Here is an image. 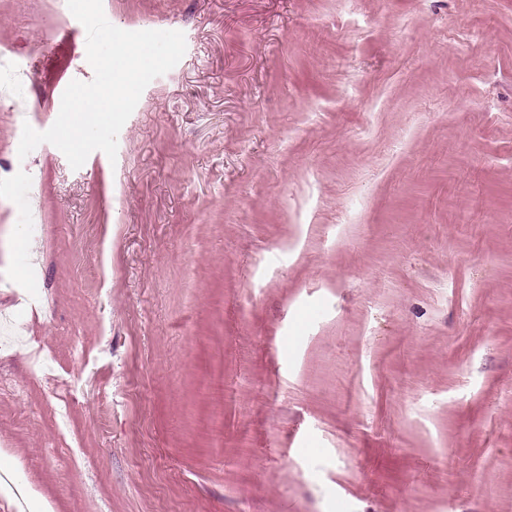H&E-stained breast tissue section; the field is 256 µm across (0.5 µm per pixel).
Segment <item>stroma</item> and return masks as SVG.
Listing matches in <instances>:
<instances>
[{
  "instance_id": "1",
  "label": "stroma",
  "mask_w": 512,
  "mask_h": 512,
  "mask_svg": "<svg viewBox=\"0 0 512 512\" xmlns=\"http://www.w3.org/2000/svg\"><path fill=\"white\" fill-rule=\"evenodd\" d=\"M102 3L186 52L75 170L0 0V512H512V0Z\"/></svg>"
}]
</instances>
